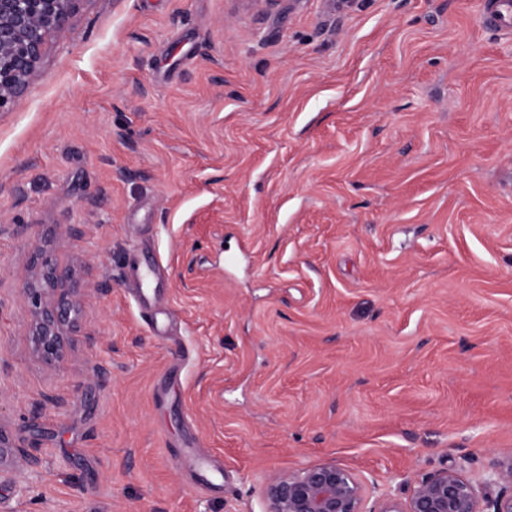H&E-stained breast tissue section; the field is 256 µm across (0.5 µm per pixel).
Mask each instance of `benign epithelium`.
<instances>
[{"mask_svg":"<svg viewBox=\"0 0 512 512\" xmlns=\"http://www.w3.org/2000/svg\"><path fill=\"white\" fill-rule=\"evenodd\" d=\"M83 0H0V111L22 96L39 71L50 37L66 29ZM33 352L55 367L77 327L84 294L71 269L60 266L51 242L33 245L25 276ZM265 512H368L363 483L324 462L272 474ZM378 512H512V458L481 484L448 467L416 481L408 499L387 497Z\"/></svg>","mask_w":512,"mask_h":512,"instance_id":"1","label":"benign epithelium"}]
</instances>
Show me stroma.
<instances>
[{
  "label": "stroma",
  "mask_w": 512,
  "mask_h": 512,
  "mask_svg": "<svg viewBox=\"0 0 512 512\" xmlns=\"http://www.w3.org/2000/svg\"><path fill=\"white\" fill-rule=\"evenodd\" d=\"M481 3L85 0L0 112V512H265L331 460L373 512L512 458V33ZM58 230L86 297L49 368L23 288Z\"/></svg>",
  "instance_id": "35a3bbf8"
}]
</instances>
